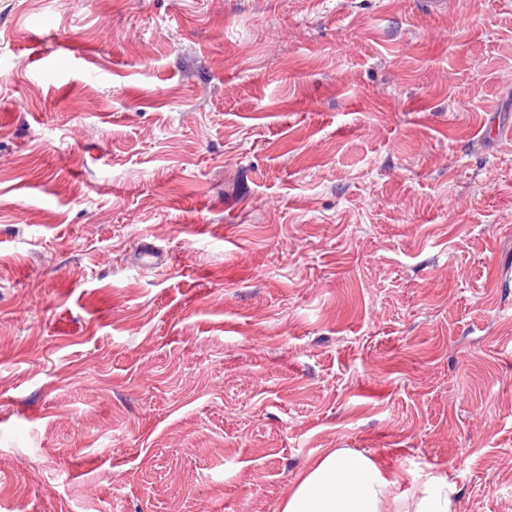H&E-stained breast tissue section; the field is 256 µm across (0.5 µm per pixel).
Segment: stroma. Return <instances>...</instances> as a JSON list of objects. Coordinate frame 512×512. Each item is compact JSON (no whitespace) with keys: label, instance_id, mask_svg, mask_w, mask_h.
Here are the masks:
<instances>
[{"label":"stroma","instance_id":"1","mask_svg":"<svg viewBox=\"0 0 512 512\" xmlns=\"http://www.w3.org/2000/svg\"><path fill=\"white\" fill-rule=\"evenodd\" d=\"M487 122L512 0H0V512H278L333 448L512 512Z\"/></svg>","mask_w":512,"mask_h":512}]
</instances>
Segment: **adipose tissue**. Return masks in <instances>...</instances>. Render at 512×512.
Wrapping results in <instances>:
<instances>
[{"label": "adipose tissue", "instance_id": "adipose-tissue-1", "mask_svg": "<svg viewBox=\"0 0 512 512\" xmlns=\"http://www.w3.org/2000/svg\"><path fill=\"white\" fill-rule=\"evenodd\" d=\"M456 495L447 476H390L372 456L336 448L289 487L279 512H455Z\"/></svg>", "mask_w": 512, "mask_h": 512}]
</instances>
